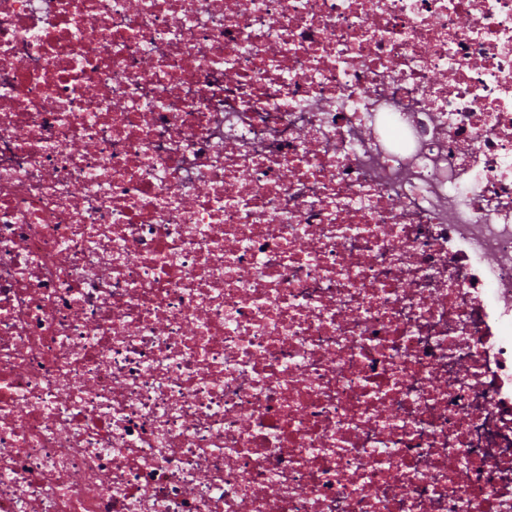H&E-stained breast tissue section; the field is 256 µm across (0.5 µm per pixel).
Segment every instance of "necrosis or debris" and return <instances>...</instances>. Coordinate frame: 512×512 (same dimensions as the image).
Returning a JSON list of instances; mask_svg holds the SVG:
<instances>
[{"label": "necrosis or debris", "mask_w": 512, "mask_h": 512, "mask_svg": "<svg viewBox=\"0 0 512 512\" xmlns=\"http://www.w3.org/2000/svg\"><path fill=\"white\" fill-rule=\"evenodd\" d=\"M0 512H512V0H0Z\"/></svg>", "instance_id": "4bbe7bcc"}]
</instances>
